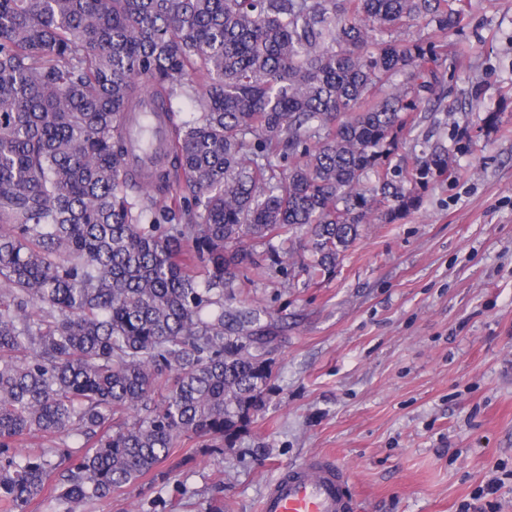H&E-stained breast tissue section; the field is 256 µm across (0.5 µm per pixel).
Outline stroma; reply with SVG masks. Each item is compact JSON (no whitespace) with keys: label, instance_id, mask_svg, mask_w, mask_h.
Returning a JSON list of instances; mask_svg holds the SVG:
<instances>
[{"label":"stroma","instance_id":"35a3bbf8","mask_svg":"<svg viewBox=\"0 0 512 512\" xmlns=\"http://www.w3.org/2000/svg\"><path fill=\"white\" fill-rule=\"evenodd\" d=\"M399 37L468 50L439 57L393 158L410 169L441 147L447 172L419 185L417 209L364 225L334 280L286 288L255 271L249 300L284 326L264 410L235 447L182 438L86 512H259L313 454L348 472L358 512H512V479L475 497L496 463L512 470V0H469L446 37Z\"/></svg>","mask_w":512,"mask_h":512}]
</instances>
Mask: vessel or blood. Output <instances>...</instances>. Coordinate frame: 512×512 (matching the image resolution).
I'll return each mask as SVG.
<instances>
[{"mask_svg": "<svg viewBox=\"0 0 512 512\" xmlns=\"http://www.w3.org/2000/svg\"><path fill=\"white\" fill-rule=\"evenodd\" d=\"M350 478L335 461L315 454L271 484L261 512H354Z\"/></svg>", "mask_w": 512, "mask_h": 512, "instance_id": "obj_1", "label": "vessel or blood"}]
</instances>
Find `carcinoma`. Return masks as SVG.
I'll return each mask as SVG.
<instances>
[{
	"label": "carcinoma",
	"instance_id": "1",
	"mask_svg": "<svg viewBox=\"0 0 512 512\" xmlns=\"http://www.w3.org/2000/svg\"><path fill=\"white\" fill-rule=\"evenodd\" d=\"M425 18L450 33L462 0H0V512L57 469L80 512L183 437L235 446L279 336L237 305L250 273L331 281L448 170L390 167L436 94V53L397 35ZM143 113L169 140L129 167ZM31 434L85 451L17 459Z\"/></svg>",
	"mask_w": 512,
	"mask_h": 512
}]
</instances>
